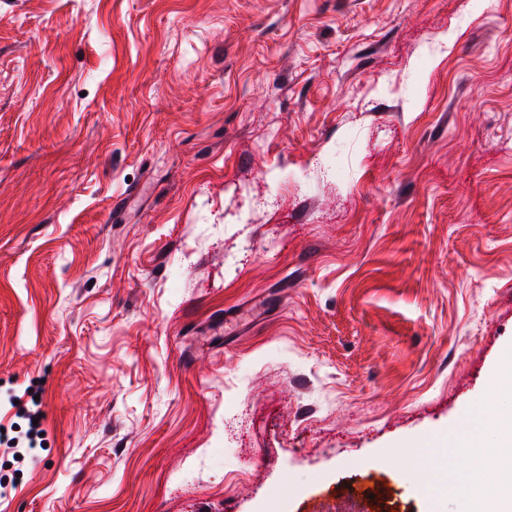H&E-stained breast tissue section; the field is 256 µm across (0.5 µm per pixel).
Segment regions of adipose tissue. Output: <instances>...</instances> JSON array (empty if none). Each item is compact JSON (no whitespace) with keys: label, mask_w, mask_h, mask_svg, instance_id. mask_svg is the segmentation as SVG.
Returning <instances> with one entry per match:
<instances>
[{"label":"adipose tissue","mask_w":512,"mask_h":512,"mask_svg":"<svg viewBox=\"0 0 512 512\" xmlns=\"http://www.w3.org/2000/svg\"><path fill=\"white\" fill-rule=\"evenodd\" d=\"M461 437L462 446L481 451L461 486L465 512H487L491 503L498 504L501 512H512V412L489 421L467 417ZM488 462L499 468L500 477L493 484L483 478Z\"/></svg>","instance_id":"ef3b65f1"}]
</instances>
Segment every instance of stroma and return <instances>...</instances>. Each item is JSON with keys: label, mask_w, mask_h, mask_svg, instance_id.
<instances>
[{"label": "stroma", "mask_w": 512, "mask_h": 512, "mask_svg": "<svg viewBox=\"0 0 512 512\" xmlns=\"http://www.w3.org/2000/svg\"><path fill=\"white\" fill-rule=\"evenodd\" d=\"M510 345L512 0H0V512H461Z\"/></svg>", "instance_id": "1"}]
</instances>
